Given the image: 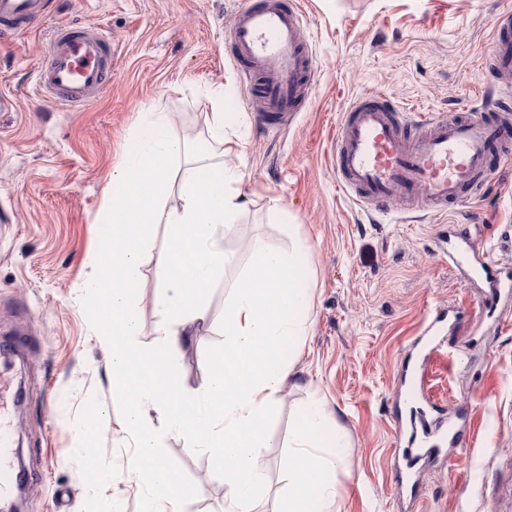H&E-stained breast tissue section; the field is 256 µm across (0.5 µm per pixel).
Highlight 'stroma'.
Listing matches in <instances>:
<instances>
[{"mask_svg": "<svg viewBox=\"0 0 512 512\" xmlns=\"http://www.w3.org/2000/svg\"><path fill=\"white\" fill-rule=\"evenodd\" d=\"M317 59L310 97L294 122L258 124L224 36L240 0H52L48 18L0 40V413L10 458L25 468L21 512H139L145 489L126 475L134 453L121 426L95 310L79 292L95 269L102 188L120 164L139 113H168L173 133L205 141L209 93L223 94L236 130L228 163L239 168L245 206L224 238L238 263L210 293L209 320L182 342L183 389L207 377L224 349L227 287L251 267L241 240L300 250L309 305L305 334L267 425L266 492L254 512H285L289 438L307 409L325 410V448L343 443L328 476L341 512H512V297L477 314L485 286L455 267L451 248L487 250L512 279V167L501 168L463 207L371 215L342 190L329 139L360 97L429 113L479 115L500 81L485 63L503 0H298ZM112 37L115 76L85 106L53 103L37 73L56 27ZM139 292L140 346L161 344L153 297L156 264ZM454 310L457 327L430 361L419 336L431 307ZM445 418L443 453L414 477L395 443L401 371ZM94 434L112 470L100 487L80 447ZM196 496L188 512H226L224 481L208 453L165 438L158 450Z\"/></svg>", "mask_w": 512, "mask_h": 512, "instance_id": "1", "label": "stroma"}]
</instances>
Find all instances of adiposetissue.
<instances>
[{"label":"adipose tissue","mask_w":512,"mask_h":512,"mask_svg":"<svg viewBox=\"0 0 512 512\" xmlns=\"http://www.w3.org/2000/svg\"><path fill=\"white\" fill-rule=\"evenodd\" d=\"M234 150L224 133V98L214 95L206 146L192 152L176 137L162 112L141 113L129 149L113 169L99 212L109 226L101 250L112 267V286L103 275L84 284L97 304L96 337L109 354L114 393L123 403V426L137 440L129 468L145 485L142 512H184L194 496L156 456L166 435L189 449L206 450L216 463L234 512H253L265 493L260 464L271 405L290 374L282 347L304 333L299 316L307 298L298 283L303 270L296 252L254 245L255 267L233 281L231 306L224 313V351L208 362V376L185 392L174 373V349L187 326L208 318V294L238 257L224 248V235L242 211L235 167L224 157ZM177 189L179 204L165 198ZM169 228L158 257L163 290L154 297L164 317V341L140 347L137 294L143 283L146 249L158 225ZM323 410L310 409L291 433L288 512H334L335 494L323 477L340 452L326 453Z\"/></svg>","instance_id":"1"}]
</instances>
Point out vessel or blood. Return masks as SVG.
Masks as SVG:
<instances>
[{"mask_svg": "<svg viewBox=\"0 0 512 512\" xmlns=\"http://www.w3.org/2000/svg\"><path fill=\"white\" fill-rule=\"evenodd\" d=\"M50 6L51 0H0V33L19 36L39 24ZM301 16L295 0H242L227 34L249 96L263 103L262 123L275 130L286 128L309 98L313 57ZM110 43L102 33L56 28L38 73L40 87L61 105L95 100L112 79ZM491 56L500 74L512 75V40L497 38ZM494 94L501 109L494 121L481 115L412 114L380 94L360 98L345 111L332 137L339 184L357 203L382 214L397 201L419 211L466 203L468 190L487 184L497 167L512 165L511 152L499 154L496 165L488 163L493 146L512 140V84L498 86ZM455 260L475 265L489 298L512 289L475 249L456 253ZM433 431L421 409L412 411L409 425L397 429L396 442L408 466L421 458L414 450L419 436ZM10 443L0 423V494L10 491L15 479L6 459Z\"/></svg>", "mask_w": 512, "mask_h": 512, "instance_id": "vessel-or-blood-1", "label": "vessel or blood"}]
</instances>
